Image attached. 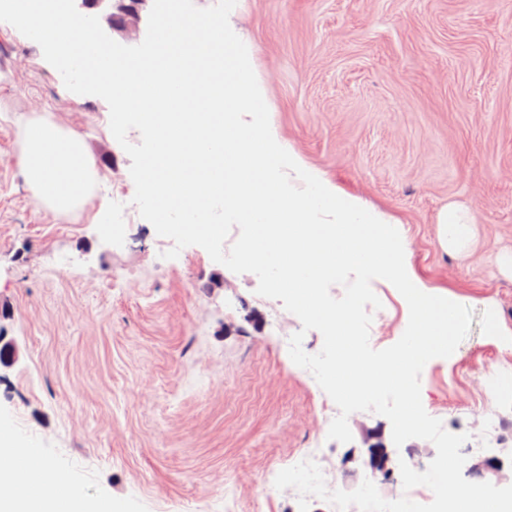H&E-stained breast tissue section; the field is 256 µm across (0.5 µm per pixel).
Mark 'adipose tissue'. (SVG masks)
Returning a JSON list of instances; mask_svg holds the SVG:
<instances>
[{"label":"adipose tissue","mask_w":512,"mask_h":512,"mask_svg":"<svg viewBox=\"0 0 512 512\" xmlns=\"http://www.w3.org/2000/svg\"><path fill=\"white\" fill-rule=\"evenodd\" d=\"M22 174L36 206L54 213H74L86 204L94 175L83 141L48 115L26 119L19 158ZM40 476L46 489L23 490V475ZM0 512H112L102 499L88 506L80 492L60 484L40 457L15 447L0 432Z\"/></svg>","instance_id":"1"}]
</instances>
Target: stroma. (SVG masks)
<instances>
[{
  "mask_svg": "<svg viewBox=\"0 0 512 512\" xmlns=\"http://www.w3.org/2000/svg\"><path fill=\"white\" fill-rule=\"evenodd\" d=\"M229 22L254 50L279 134L403 226L410 265L472 309L453 359L423 368L421 400L445 430L468 434L466 467L512 485V395L483 401L512 358V0H237ZM50 114L86 144L91 196L79 214L37 208L21 175L15 116ZM105 100L68 91L40 46L0 22V430L56 478L118 512H299L269 470L320 439L355 490L367 451L389 453L379 488L404 496L400 462L421 468L428 440H392L390 421L352 413L353 439H328L326 394L289 356L300 320L191 245L166 258L133 202L131 160ZM468 208L475 237L444 248L437 218ZM374 349L401 337L402 295L375 280ZM495 316L502 337L487 334ZM494 411L499 438L481 433Z\"/></svg>",
  "mask_w": 512,
  "mask_h": 512,
  "instance_id": "obj_1",
  "label": "stroma"
}]
</instances>
